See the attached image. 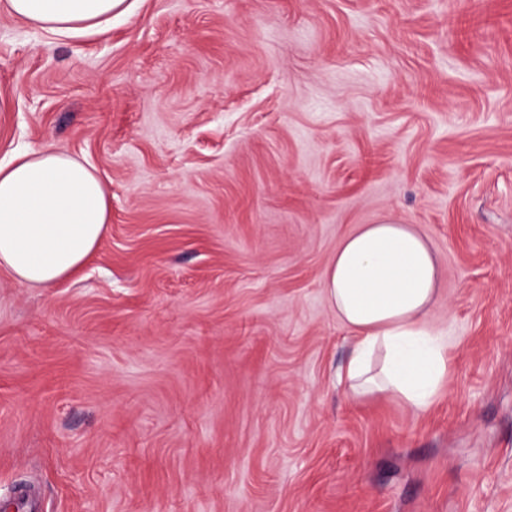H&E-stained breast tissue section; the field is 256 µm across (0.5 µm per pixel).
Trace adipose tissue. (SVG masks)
Returning <instances> with one entry per match:
<instances>
[{
	"instance_id": "adipose-tissue-1",
	"label": "adipose tissue",
	"mask_w": 512,
	"mask_h": 512,
	"mask_svg": "<svg viewBox=\"0 0 512 512\" xmlns=\"http://www.w3.org/2000/svg\"><path fill=\"white\" fill-rule=\"evenodd\" d=\"M133 0H0V10L56 38L101 33ZM111 192L87 161L50 147L0 163V273L50 288L75 275L109 232ZM445 269L427 236L386 218L344 235L323 272L330 308L354 339L350 397L429 409L450 371L429 322Z\"/></svg>"
}]
</instances>
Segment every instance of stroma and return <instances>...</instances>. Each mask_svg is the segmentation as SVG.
<instances>
[{"label": "stroma", "mask_w": 512, "mask_h": 512, "mask_svg": "<svg viewBox=\"0 0 512 512\" xmlns=\"http://www.w3.org/2000/svg\"><path fill=\"white\" fill-rule=\"evenodd\" d=\"M112 191L78 278L0 274V500L37 512H512V0L0 12V161ZM392 216L445 270L432 406L353 401L322 274ZM138 0H5L1 11L56 38L104 32L131 14Z\"/></svg>", "instance_id": "35a3bbf8"}]
</instances>
